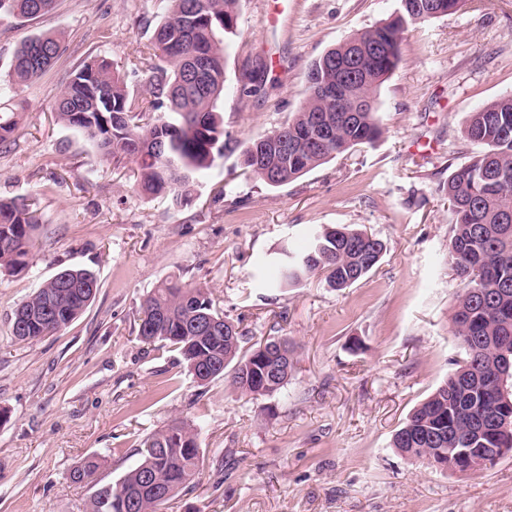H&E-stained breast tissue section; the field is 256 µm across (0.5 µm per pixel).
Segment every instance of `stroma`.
<instances>
[{
	"instance_id": "stroma-1",
	"label": "stroma",
	"mask_w": 512,
	"mask_h": 512,
	"mask_svg": "<svg viewBox=\"0 0 512 512\" xmlns=\"http://www.w3.org/2000/svg\"><path fill=\"white\" fill-rule=\"evenodd\" d=\"M398 9L399 0H239L219 102L225 131L244 145L288 122L308 95L310 64ZM165 10L164 0H56L35 19L0 15V82L26 38L63 35L51 67L11 90L24 110L0 143V196L29 198L42 219L29 268L0 272V512H86L91 489L69 471L97 453L99 480L114 482L141 440L176 418L200 424L203 463L167 512H512V453L462 476L393 446L461 356L450 314L465 283L448 257L442 187L481 151L461 133L469 114L512 94V0H466L408 27L378 93L385 133L373 145L275 188L228 154L181 207L141 195L130 167L52 110L96 56L148 97L136 62ZM336 225L385 243L373 271L341 291L320 276L262 287L260 257ZM67 267L96 273L95 298L55 335L15 340L18 306ZM170 278L209 289L245 346L295 343L285 396L256 401L222 378L198 386L172 347L140 340V305Z\"/></svg>"
}]
</instances>
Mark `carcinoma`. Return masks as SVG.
Returning a JSON list of instances; mask_svg holds the SVG:
<instances>
[{"mask_svg": "<svg viewBox=\"0 0 512 512\" xmlns=\"http://www.w3.org/2000/svg\"><path fill=\"white\" fill-rule=\"evenodd\" d=\"M239 0H168L165 15L154 28L151 50L140 63L149 72L152 99L130 93L125 79L104 59L82 66L54 104L61 123L113 162L136 165L135 184L146 197H163L173 205L190 201L195 175L211 168L238 144L224 136L217 103L224 95V62L238 23ZM458 0H426L427 19L457 10ZM54 0H0V13L26 19L48 13ZM198 5L200 21L190 26L185 16ZM418 0L400 3L396 15L374 28L353 34L327 50L340 60L358 53L356 68L342 72L313 61L308 81L335 86L346 101L359 100L354 112H338L336 104L308 94L288 123L263 135L272 152L277 141L308 129L319 116L330 120L332 141L288 160L276 174L264 167L244 166L270 187L285 185L353 148L375 143L383 134L377 90L401 60V35L410 25ZM202 46L208 67L187 72L185 54ZM60 39L39 34L26 39L14 57L10 85L40 78L59 56ZM12 104L0 111V142L14 132ZM467 141L486 147L470 162L453 170L444 186L450 210L449 257L466 288L450 315L463 352L462 361L435 391L410 413L396 431L393 445L405 456L439 461L438 449L459 448L461 459H445L448 470L465 475L482 470V448L512 452V431L498 429V420L512 417V377L499 385L504 357H512V95L503 96L470 114L463 129ZM39 216L25 198H0V271L19 273L29 267ZM386 246L375 236L347 227H330L313 236L307 247L283 248L262 261L264 286L282 288L322 275L328 287H351L379 263ZM67 279L70 287L61 288ZM99 284L85 268H67L45 280L15 312L12 324L20 341L50 336L76 319ZM59 317L34 313L47 302ZM222 316L204 288H187L166 280L145 297L138 317V335L145 343L166 342L177 350L189 375L206 386L230 376L234 391L253 400L273 397L288 385L294 362H284L273 378H264L265 354L256 343L243 350V334L231 339L197 331L206 316ZM198 429L174 421L150 434L137 449L139 460L117 481L101 485L95 478L104 458L91 456L75 466L69 478L92 485L89 512H164L167 504L199 474Z\"/></svg>", "mask_w": 512, "mask_h": 512, "instance_id": "carcinoma-1", "label": "carcinoma"}]
</instances>
